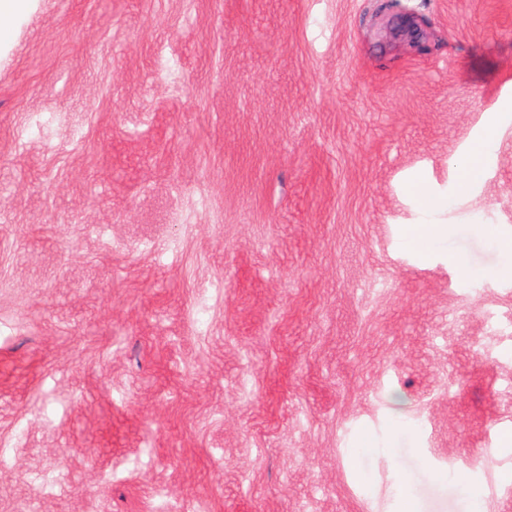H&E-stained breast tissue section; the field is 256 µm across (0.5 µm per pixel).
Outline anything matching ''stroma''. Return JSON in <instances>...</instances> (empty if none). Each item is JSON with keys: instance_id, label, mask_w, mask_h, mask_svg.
<instances>
[{"instance_id": "obj_1", "label": "stroma", "mask_w": 512, "mask_h": 512, "mask_svg": "<svg viewBox=\"0 0 512 512\" xmlns=\"http://www.w3.org/2000/svg\"><path fill=\"white\" fill-rule=\"evenodd\" d=\"M511 101L512 0H40L0 54V512H512ZM494 131L490 129L482 140L471 152L457 161V167L461 173L459 192L467 194L473 184L481 179L489 163L492 161L490 150L493 143ZM442 224L418 225L406 230L405 240L407 243L416 245L420 249L422 244H429L432 240L441 235L444 231Z\"/></svg>"}]
</instances>
